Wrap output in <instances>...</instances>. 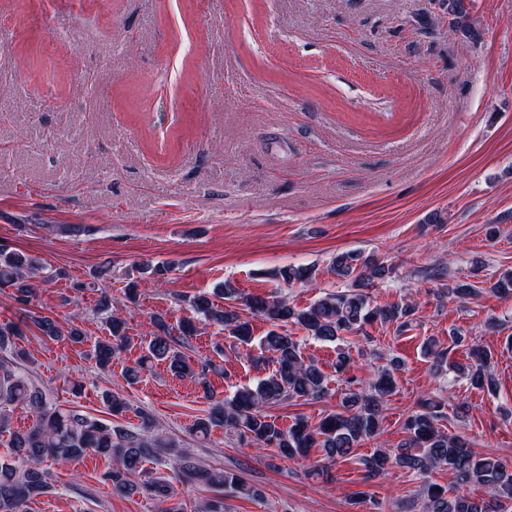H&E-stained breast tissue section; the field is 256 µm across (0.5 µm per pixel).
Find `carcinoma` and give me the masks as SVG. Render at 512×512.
Returning <instances> with one entry per match:
<instances>
[{"label":"carcinoma","mask_w":512,"mask_h":512,"mask_svg":"<svg viewBox=\"0 0 512 512\" xmlns=\"http://www.w3.org/2000/svg\"><path fill=\"white\" fill-rule=\"evenodd\" d=\"M448 4V25L458 32L476 37L471 26L466 0H445ZM330 270L336 277L350 281V287L336 293H327L310 305L298 308L280 293L268 297L246 296L231 284H224L221 293L227 304L220 309L205 295L191 301L194 312L205 321L227 332L233 344L249 345L253 341L250 322L241 316L240 307L268 321L271 328L260 338L258 357L246 353L255 364H273L271 372L257 380L253 386H237L224 396L216 394L206 385V375L214 367L211 359L199 362L194 369L179 349L175 337L162 316L151 320L152 331L145 343V355L126 368L127 380L136 383L141 372L151 362L166 363L175 376H196L201 379L204 399L211 408L208 416L198 419L195 434L206 437L215 427L238 442L260 449L273 448L287 459L307 458L312 449L321 453V474L328 473L338 460L350 456L361 443L378 437L388 398L395 390L394 371L399 360L392 358L389 366L379 370L365 385L350 384L336 404V411L315 424L303 418L284 429L271 419L266 408L294 400H319L329 393L325 373L309 358L303 356L301 344L288 335L286 328L294 325L307 335L321 341L336 342L346 335L368 337L367 325L377 321L397 323L406 328L413 322L414 307L409 303L385 306L371 305L365 290L377 279L383 278L389 268L358 253L343 252L336 255ZM51 278L40 259L20 250L0 249V289H12V298L22 307L33 303L37 296L36 278ZM315 277L309 267L286 265L278 269L276 278L286 286L305 284ZM94 288L96 283H81L79 287ZM98 288V287H96ZM488 291L502 297H512V272L498 277ZM98 310L107 314L112 341H96L92 354L96 363L105 367L112 363L127 346L126 321L112 314V295L106 287L98 288ZM483 289L470 283H457L446 288L450 297L476 298ZM43 335L52 339H66L73 344L85 342V335L76 327H63L48 315H28ZM24 336L19 324L0 321V433L9 432L7 459L0 460V512H22L32 499L46 492L48 471L45 463L68 465L88 454L112 458L116 465L106 471L104 480L118 493H130L142 486L159 498L170 497V481L159 470L140 483L136 477L147 473L146 462H158L161 448L171 447V441L155 431L148 421L138 429L110 425L70 409L66 412L52 406L44 391L37 387L29 373L14 369L24 359L18 348V339ZM424 353L432 359L438 375L452 371L464 377L471 387L491 391L494 379L491 371V351L470 345V362H448V348L428 337L423 342ZM350 349L336 348L334 368L342 376L351 367ZM17 409L36 414L32 427L26 430L9 429L11 413ZM448 419L447 406L442 398H424L416 410L407 416L403 429L406 438L390 451L378 449L370 457L361 459L366 477L382 476L392 467L409 468L421 476L416 497L421 500L422 512H502V503L512 502V467L496 456L474 454L465 441L450 437L442 429ZM438 468L453 471L458 485H479L485 496L475 499L460 492L450 493L431 482L427 475ZM176 473L194 477L220 491L230 489L248 498L259 495L257 489L246 484L237 474L222 469H205L196 465L189 452L180 453Z\"/></svg>","instance_id":"obj_1"}]
</instances>
